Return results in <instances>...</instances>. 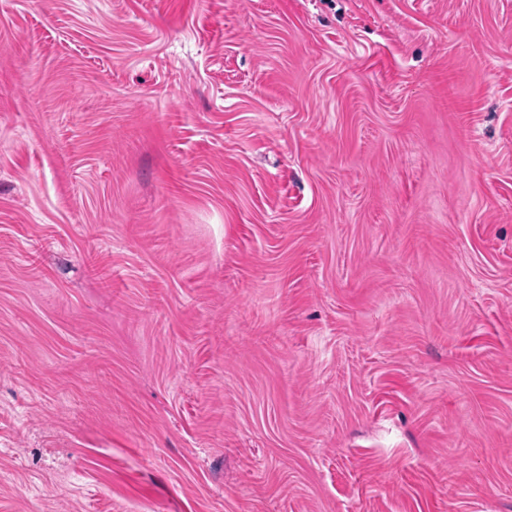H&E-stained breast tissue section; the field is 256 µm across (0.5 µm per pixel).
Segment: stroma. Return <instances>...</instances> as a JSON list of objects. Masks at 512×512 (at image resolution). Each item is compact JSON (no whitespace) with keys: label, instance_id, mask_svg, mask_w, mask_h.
Here are the masks:
<instances>
[{"label":"stroma","instance_id":"stroma-1","mask_svg":"<svg viewBox=\"0 0 512 512\" xmlns=\"http://www.w3.org/2000/svg\"><path fill=\"white\" fill-rule=\"evenodd\" d=\"M0 512H512V0H0Z\"/></svg>","mask_w":512,"mask_h":512}]
</instances>
